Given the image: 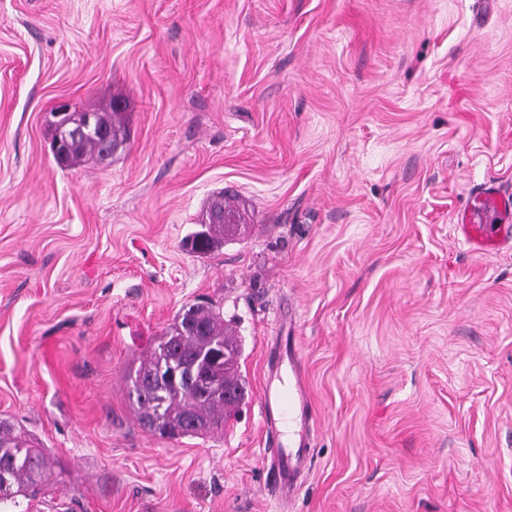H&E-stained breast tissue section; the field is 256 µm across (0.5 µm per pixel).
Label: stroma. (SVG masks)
Returning a JSON list of instances; mask_svg holds the SVG:
<instances>
[{
    "mask_svg": "<svg viewBox=\"0 0 512 512\" xmlns=\"http://www.w3.org/2000/svg\"><path fill=\"white\" fill-rule=\"evenodd\" d=\"M124 106L63 169L49 113ZM246 237L183 245L224 189ZM512 0H0V420L57 461L0 512H512ZM211 302L250 397L223 433L142 429L126 375ZM298 340L311 452L271 494L261 400ZM490 204L495 206L499 214H506L511 210L508 201L490 192L473 197L472 201L460 211L459 224L456 226L464 242L474 252L489 253L498 250L507 240L506 237L498 235L497 226L494 228V224H488V221H482L480 217L478 210L485 209Z\"/></svg>",
    "mask_w": 512,
    "mask_h": 512,
    "instance_id": "obj_1",
    "label": "stroma"
}]
</instances>
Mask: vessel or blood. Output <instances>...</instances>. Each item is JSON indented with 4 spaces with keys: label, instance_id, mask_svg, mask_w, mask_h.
I'll return each instance as SVG.
<instances>
[{
    "label": "vessel or blood",
    "instance_id": "b4317fda",
    "mask_svg": "<svg viewBox=\"0 0 512 512\" xmlns=\"http://www.w3.org/2000/svg\"><path fill=\"white\" fill-rule=\"evenodd\" d=\"M495 206L499 213H506L507 202L494 193L476 197L474 203L465 206L459 216L458 231L464 242L475 252L489 253L498 250L505 242L497 228L482 221L481 209ZM288 364L292 384L285 392H266L262 402V413L266 420L287 416L290 422L299 424L300 430L288 447L270 449L272 462L268 473L275 487L292 492L296 479L309 454L310 442L305 426L312 415V404L303 383L301 361L296 354H289Z\"/></svg>",
    "mask_w": 512,
    "mask_h": 512
}]
</instances>
